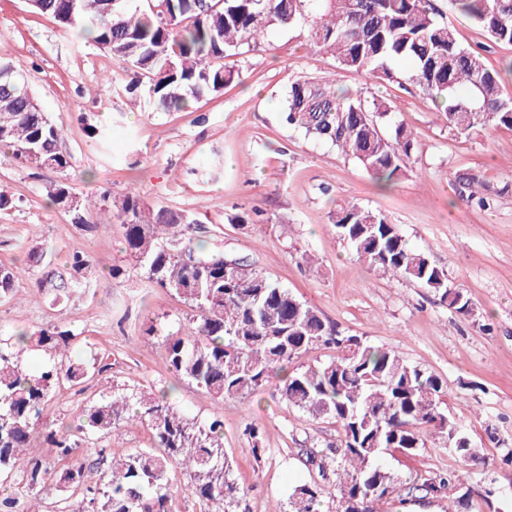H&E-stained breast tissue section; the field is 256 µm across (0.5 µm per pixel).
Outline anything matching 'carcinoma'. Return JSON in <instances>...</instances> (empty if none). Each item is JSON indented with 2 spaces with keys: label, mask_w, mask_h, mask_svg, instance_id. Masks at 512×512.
I'll list each match as a JSON object with an SVG mask.
<instances>
[{
  "label": "carcinoma",
  "mask_w": 512,
  "mask_h": 512,
  "mask_svg": "<svg viewBox=\"0 0 512 512\" xmlns=\"http://www.w3.org/2000/svg\"><path fill=\"white\" fill-rule=\"evenodd\" d=\"M36 0L29 9L49 15L77 32L132 71L129 94L143 88L154 112H178L241 78L224 58L260 45L276 27L303 20L306 44L331 55L339 68L384 82L395 81L399 65H410V79L441 109L448 131L465 134L477 126L512 129V97L502 93L501 72L487 68L484 56L459 43L434 0ZM495 42L512 44V0H449ZM285 123L357 161L379 186L406 173L415 135L395 122L386 103L371 104L330 80L301 77L288 86ZM63 130L32 93L27 76L0 58V145L39 168L70 167L59 146ZM461 200L487 205L479 178L455 175ZM71 184L54 181L47 190L63 207ZM127 252L139 262L150 284L183 298L197 311L193 326L165 344L173 373L206 390L217 401L252 394L270 375L302 354L336 352L328 362L287 374L281 388L288 404L339 428L336 483L328 488L304 484L293 493L290 512H318L328 495L336 512H347L355 496L363 512H377L401 484L379 464L390 448L412 453L426 447L424 430L446 436L460 463L423 484V490L466 488L475 448L465 430L440 408L442 380L397 352L367 346L342 335L288 289L273 283L241 258L188 236L194 215L169 206L150 205L130 191L117 205ZM336 236L370 266L419 283L440 296L461 316L472 314L471 300L448 288L446 271L409 244L399 227L355 202L330 212ZM23 266L0 264V298L13 293L30 264L44 251H29ZM91 257L69 252L63 272L50 270L37 281L59 304L86 286ZM74 334L64 325L37 332L0 336V475L39 496L60 498V512H177L182 491L174 487L176 470L190 472L188 491L207 506L204 512H233L239 487L231 478L232 461L224 449V423L204 424L173 406L167 393L143 398L135 391L112 392L84 406L78 423L43 424L51 391L60 384L82 386L103 372L68 355ZM35 345L53 353L42 369L27 372L21 353ZM123 424L150 433V446L107 459L101 439ZM63 461L49 469L28 452L34 438ZM94 456L107 466L103 483H84L77 454Z\"/></svg>",
  "instance_id": "obj_1"
}]
</instances>
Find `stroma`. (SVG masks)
Here are the masks:
<instances>
[{
    "mask_svg": "<svg viewBox=\"0 0 512 512\" xmlns=\"http://www.w3.org/2000/svg\"><path fill=\"white\" fill-rule=\"evenodd\" d=\"M436 3L459 42L479 50L490 67L512 61V44L492 41L446 0ZM0 57L26 73L44 112L62 127L76 195H107L88 212L93 229L84 231L48 200L57 173L21 163L0 146V187L16 199L14 208L0 211V262H21L40 246L61 269L77 243L92 259L88 288L60 305L36 286L43 267L30 268L13 294L0 299V334L62 322L75 335L76 357L104 352L110 363L85 386L58 387L45 422L76 420L83 406L116 385L148 397L165 388L198 422L223 420L232 477L243 492L236 512L285 508L296 486L336 480V460L327 454L336 425L288 405L281 373L259 392L220 404L168 367L165 339L186 330L192 311L141 276L124 248L116 206L133 187L148 204L190 211L205 239L288 288L344 335L394 350L442 378L445 412L480 450L462 512H512V466L502 462L512 448V130L451 133L409 78L380 83L341 70L330 55L306 45L298 26L273 29L255 49L228 57L242 77L223 96L162 115L150 112L145 98L102 87V74L119 73V63L52 17L31 13L25 0H0ZM300 76L328 77L364 100L386 101L396 122L417 138L407 175L380 188L335 148L284 126L283 100ZM93 125L107 130L106 140L90 134ZM459 172L477 175L489 207L459 198ZM348 201L383 213L410 245L446 269L449 287L472 300V315L459 316L420 284L360 261L330 222L336 204ZM255 208L267 222L236 223ZM115 266L127 276L112 278ZM249 423L260 430L259 445L244 433ZM311 451L322 455V467L309 464ZM380 462L403 482L381 503L382 512H446L451 493L418 489L456 466L445 438L429 434L417 454L388 452Z\"/></svg>",
    "mask_w": 512,
    "mask_h": 512,
    "instance_id": "obj_1",
    "label": "stroma"
}]
</instances>
